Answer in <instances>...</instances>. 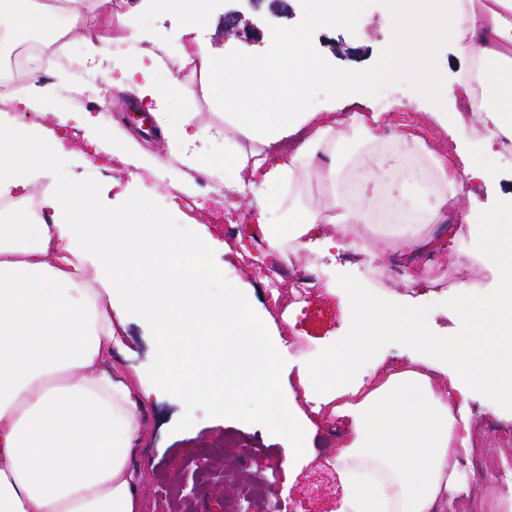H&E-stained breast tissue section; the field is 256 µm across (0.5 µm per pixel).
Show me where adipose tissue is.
<instances>
[{"label": "adipose tissue", "mask_w": 512, "mask_h": 512, "mask_svg": "<svg viewBox=\"0 0 512 512\" xmlns=\"http://www.w3.org/2000/svg\"><path fill=\"white\" fill-rule=\"evenodd\" d=\"M149 2L153 14L180 22L183 61L197 63L236 106L237 138L224 143L219 175L231 195L258 190L255 221L271 250L290 239L302 249L317 237L328 247L347 241L353 225L374 223L380 194L406 208L405 185L425 178L433 201L401 228L403 249L430 247V225L445 224L496 271L493 292L475 299L460 291L463 330L455 336L430 335L419 307L347 286L351 336L299 380L304 394L334 400L351 424L334 455L339 512H444L458 484L449 461L470 451V418L454 410V393L478 388L512 412V195L479 215L461 210L466 183L512 177V0H392L385 27L394 67L422 94L443 90L438 44L452 41L464 63L455 83L466 109L434 115L457 143L452 154L406 124L386 134L379 112L319 120L312 88L364 96L378 76L331 67L303 31H271L264 57L245 50L224 58L204 48L188 19L202 0ZM362 2L316 0L308 24L355 25ZM245 141L253 145L247 154ZM319 151L327 159L319 177L333 200L324 216L308 212L299 193L304 162ZM51 166L42 137L0 129V197L14 202L0 224V512H142L135 450L144 401L112 371L116 320L146 323L165 361L174 342H210L228 318L249 336L266 335V322L248 288L201 293L197 279L222 277L223 268L189 261V246L152 220L144 200L130 201L111 223L79 224L75 211L95 209L103 188L75 185L44 192L41 218L27 221L32 186ZM275 210L287 212L289 233L271 222ZM388 338L412 347L409 364L360 401H345L357 367ZM283 355L281 344L267 342L238 348L232 362L258 376L269 413L285 406L277 398Z\"/></svg>", "instance_id": "adipose-tissue-1"}]
</instances>
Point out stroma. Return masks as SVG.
Listing matches in <instances>:
<instances>
[{"label":"stroma","mask_w":512,"mask_h":512,"mask_svg":"<svg viewBox=\"0 0 512 512\" xmlns=\"http://www.w3.org/2000/svg\"><path fill=\"white\" fill-rule=\"evenodd\" d=\"M388 5L389 0H366L354 26L308 29L310 42L335 67L380 72L364 111L386 112L392 124L405 122L422 127L427 135L440 136L429 115L453 111L454 102L444 96L431 99L420 95L410 80L389 72L395 50L385 30ZM73 7L82 16L80 34L43 78L44 84L53 87V94L36 110L23 109L17 100H10L0 107V127L20 130L38 126L53 131L64 142V152L57 156L52 172L38 180V189L111 179L118 183L117 192L147 200L157 219L172 225L179 237L196 242L198 227L204 224L215 238L228 243L232 248L228 254L204 250V263L223 265L224 275L200 279L198 286L202 293L217 295L241 283L252 285L257 307L271 314V327L285 332L288 358L279 369V393L287 395L289 390L297 389L305 366L340 345L350 332L337 299L324 295L322 283L332 281L340 288L350 284L369 287L367 268L392 265V253L400 247L398 237L377 225L360 224L354 232L355 245L314 252L300 250L292 257L270 260L265 258V250L259 247L247 221H240L234 234H226L223 180L184 163L172 128L179 117H191L200 135L210 137L212 152L223 154V140L212 139L211 133L225 128L224 115L234 106L206 90L207 79L196 65L182 62L179 22L154 17L147 11L136 15L133 27L113 25L116 41L108 46L107 53L132 62L146 52L163 58L158 80L170 97L171 107L168 113L155 117L162 136L156 142H136L138 155L156 160L161 172L155 175L121 163L112 152V136L120 133L134 137L125 104L136 100V90L127 84H113L110 74L93 69L86 47L98 44L104 17L126 11L127 5L125 0H75ZM79 78L84 79L89 96L85 104L67 95ZM102 100L110 104L105 117L97 107ZM84 111L94 116V123L81 129L67 123L68 113ZM292 262L300 267L314 266L322 282L310 290L306 303L282 312L272 308L267 288L270 279L287 273ZM452 294L449 288L427 290L424 306L430 334L451 336L460 331L457 311L448 301ZM119 332L123 345L112 360L113 372L135 389L155 383L158 345L148 326L130 321ZM189 370L199 371L207 381L223 378L225 389L234 393L235 399L230 410L219 413L213 411L209 400L190 405L167 389L152 397L142 413L137 456L143 512H170V490L174 487L191 504L192 512H224L225 499L238 498L241 490L240 483L228 485L222 478L225 464L235 461L241 464L242 480L265 474L271 483V499L279 501L282 512H291L293 502L304 497L312 469L334 455L336 439L322 417L314 419L317 430L308 455L288 461L280 423L258 413L255 382L226 371L223 350L188 351L169 369V382H176ZM467 406L473 423L472 452L453 461L461 477L456 492L457 512H468L470 501L481 497L487 501L488 512H512V475L492 485L481 478L485 471L507 468L512 472V457L505 454L506 443L512 440V420L500 419L498 433L490 434L480 424L481 416L495 414L490 403L472 393Z\"/></svg>","instance_id":"35a3bbf8"}]
</instances>
